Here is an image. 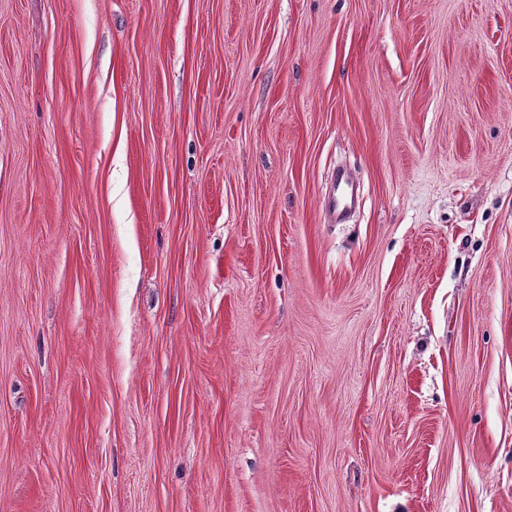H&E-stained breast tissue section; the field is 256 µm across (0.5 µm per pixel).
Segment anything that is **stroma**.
Here are the masks:
<instances>
[{
    "instance_id": "stroma-1",
    "label": "stroma",
    "mask_w": 512,
    "mask_h": 512,
    "mask_svg": "<svg viewBox=\"0 0 512 512\" xmlns=\"http://www.w3.org/2000/svg\"><path fill=\"white\" fill-rule=\"evenodd\" d=\"M0 512H512V0H0ZM355 202L356 195L351 179L346 173L340 172L337 175L332 194L328 198L326 214L330 220H333L335 215L346 214Z\"/></svg>"
}]
</instances>
